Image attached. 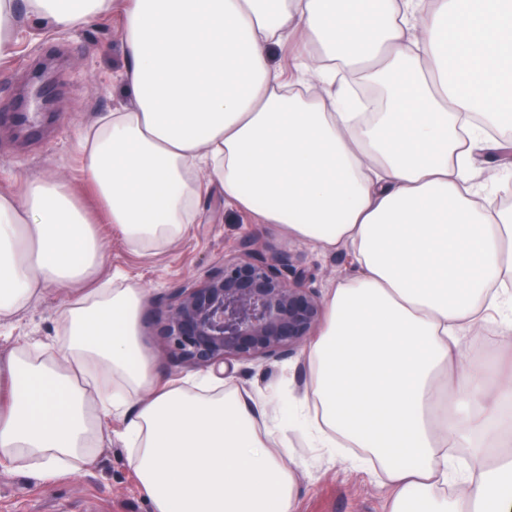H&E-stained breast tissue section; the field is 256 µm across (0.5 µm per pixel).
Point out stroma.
I'll list each match as a JSON object with an SVG mask.
<instances>
[{"instance_id": "35a3bbf8", "label": "stroma", "mask_w": 512, "mask_h": 512, "mask_svg": "<svg viewBox=\"0 0 512 512\" xmlns=\"http://www.w3.org/2000/svg\"><path fill=\"white\" fill-rule=\"evenodd\" d=\"M17 26L23 37L9 57L0 59V189L19 192L22 180L52 177L70 184L83 198L93 197L83 183L76 132L102 113L129 105L112 82L124 67L118 25L101 19L74 29H62L49 20L17 9ZM47 59L56 60V116L28 134L17 133L10 118L17 89L26 87L33 71ZM472 176L489 186L512 183V165L498 159L491 142L479 144L473 154ZM203 219L189 225L186 235L157 253H135L117 231L99 225L105 254L101 279L117 275L123 285L143 290L147 300L140 315V340L160 373L172 380L190 381L197 369L177 364L157 331V317L169 292L188 283H200L224 261L245 237H253L267 253H290L294 261L313 275L319 295L334 288L349 264V253L325 251L289 237L276 224L254 223L249 215L224 204V195L213 190L202 203ZM68 297L47 291L0 327V359L16 339L50 342L60 338L59 315ZM309 375L302 354L272 362H236L225 383L263 397L280 390L284 401L301 398ZM288 453L304 465L299 512H382L384 479L370 462L353 467L350 457L323 455L314 448L306 429L288 434ZM0 512H150L127 463V450L119 438H111L95 461L68 480L39 484L28 466L0 471Z\"/></svg>"}]
</instances>
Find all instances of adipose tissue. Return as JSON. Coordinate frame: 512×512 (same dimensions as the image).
<instances>
[{
  "mask_svg": "<svg viewBox=\"0 0 512 512\" xmlns=\"http://www.w3.org/2000/svg\"><path fill=\"white\" fill-rule=\"evenodd\" d=\"M61 28L115 15L132 106L80 128L83 179L135 253L162 250L210 186L257 223L352 272L325 300L308 390L279 399L157 374L138 288L97 286L104 252L67 183L0 192V320L56 288L60 344L0 360V467L41 482L92 462L113 418L152 512H296L288 430L362 449L385 512H505L512 482V350L467 361L463 334L512 335V185L475 183L473 116L512 148V0H26ZM289 48L287 66L273 48ZM458 60L449 68V60ZM482 458L459 475L453 449ZM465 491L448 497L449 481Z\"/></svg>",
  "mask_w": 512,
  "mask_h": 512,
  "instance_id": "1",
  "label": "adipose tissue"
}]
</instances>
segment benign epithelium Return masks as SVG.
Here are the masks:
<instances>
[{
    "label": "benign epithelium",
    "instance_id": "1",
    "mask_svg": "<svg viewBox=\"0 0 512 512\" xmlns=\"http://www.w3.org/2000/svg\"><path fill=\"white\" fill-rule=\"evenodd\" d=\"M51 83L48 68L34 76V97L43 107ZM323 312L305 270L248 241L202 283L174 289L157 325L177 362L224 377L234 360L290 357L314 335Z\"/></svg>",
    "mask_w": 512,
    "mask_h": 512
}]
</instances>
